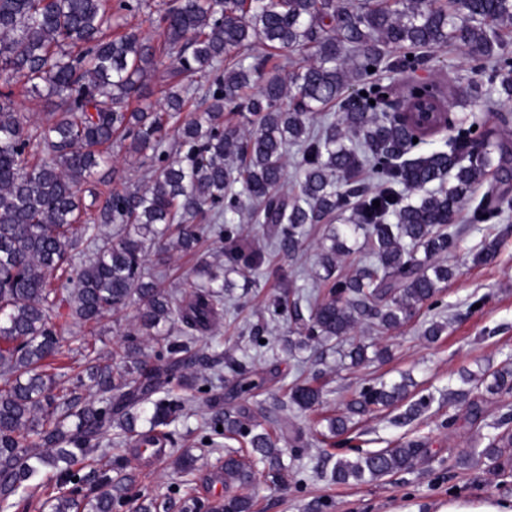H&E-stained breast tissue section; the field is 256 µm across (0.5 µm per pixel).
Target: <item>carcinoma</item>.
Segmentation results:
<instances>
[{
    "mask_svg": "<svg viewBox=\"0 0 512 512\" xmlns=\"http://www.w3.org/2000/svg\"><path fill=\"white\" fill-rule=\"evenodd\" d=\"M143 6L142 0L115 7L112 0H0V504L6 510L18 493L34 495L40 488L34 480L46 469L56 485L41 504L48 512L166 508L154 496L131 492L119 473L129 444L173 443L167 427L190 407L178 390L197 381L194 344L224 319V293L234 286L226 273L245 268L266 275L271 255L294 254L310 226L348 211L321 246L324 275L316 293L282 284L269 299L268 317L248 325L256 351L269 346L260 343L269 324L295 326L304 339L288 341V349L313 345L317 369L290 385L284 414L275 420L257 401L203 421L210 444L215 436L239 444L224 454L219 512H252L257 465L283 479L300 472L310 440L296 413L323 404L318 365L327 352L352 366L388 357L385 349L368 356L369 345L351 332L360 323L397 327L436 297L455 274L446 260L459 239L451 223L485 180L488 152L472 131L482 126L481 115L455 123L447 149L412 157L426 137L391 112L386 91L370 77L414 70L423 64L420 50L453 44L491 63L487 99L512 101V53L499 40L500 28L512 25V0H169L157 25L175 65L159 106L145 92L158 68L157 50L150 38L125 28V13ZM260 47L307 55L285 82L266 72ZM193 83L207 104L202 112L188 110L185 93ZM253 86L255 94L242 96ZM353 86L356 96L345 99L339 118L314 130L312 114ZM15 87L46 100L45 123L34 127L18 112ZM132 99L139 105L131 110ZM226 111L241 124H224ZM116 143L151 169V180L139 190L112 189L94 216L82 206L83 186L112 160ZM291 146L300 155L293 194L283 190ZM366 168L381 180L374 192L360 181ZM245 198L249 220L270 227L269 249L232 247L226 266L200 260L181 295L162 288L172 250L193 249L216 225L222 240H235ZM510 207L511 197L492 194L473 218L491 220ZM107 224L116 228L110 238L100 233ZM360 235L373 259L345 272L339 261L354 252ZM80 240L91 253L73 264L69 252ZM498 247L495 239L481 243L474 261L494 262ZM65 264L69 287H51ZM131 304L138 305L137 324L112 349V361L88 344V378L53 371L61 355L57 319L91 326ZM147 342L159 347L155 363L146 361ZM224 367L236 391L253 397L261 388L245 362L227 356ZM486 391L512 392L511 358L492 373ZM408 392L405 379L364 384L347 410L389 408ZM143 419L149 426L140 430ZM324 421L325 439L348 431L347 416ZM493 429L469 458L488 460L494 472L512 469L506 454L512 415ZM282 439L288 447H279ZM102 443L112 448V468L83 472ZM423 451L414 440L339 457L327 477L373 482Z\"/></svg>",
    "mask_w": 512,
    "mask_h": 512,
    "instance_id": "obj_1",
    "label": "carcinoma"
}]
</instances>
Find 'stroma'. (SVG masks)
Returning <instances> with one entry per match:
<instances>
[{"label": "stroma", "instance_id": "1", "mask_svg": "<svg viewBox=\"0 0 512 512\" xmlns=\"http://www.w3.org/2000/svg\"><path fill=\"white\" fill-rule=\"evenodd\" d=\"M483 69V64L460 50L441 47L426 51L425 62L417 70L388 71L384 78L389 87L388 98L394 104L414 84L444 86L445 106L450 116L455 117L462 112L458 98L466 96L472 81L480 79ZM471 109L483 116L482 135L503 144L506 150L502 163L492 164L484 182L485 188H501L504 169L512 170V105L482 100L472 104ZM149 177L148 168L139 165L116 144L112 147L111 162L99 168L92 189L99 192L112 186L135 190L147 185ZM473 208V203H466L456 218L465 232L456 249L449 252L448 261L457 266L458 273L441 290L438 305L421 308L407 323L387 331L372 325L357 326L353 332L355 339L388 348L390 358L352 367L341 364L337 356H330L323 377L324 403L317 411L300 415L299 422L307 433H314L323 417L346 413L347 402L364 380L377 377L396 380L404 373L411 374L415 381L411 400L432 396L430 408L410 422L402 418L406 410L402 404L392 410L352 416L348 433L335 441L315 442L310 446L302 460L306 478L303 490L278 485L270 475L261 476L254 490V512H399L403 507L409 512H439L452 495L512 499V472L490 473L483 461L465 468L457 464L477 433L489 432L503 414L512 413V394L489 397L482 419L476 422L468 419L464 403L448 400L449 381L456 378L461 368L479 374L500 367L507 355H512V208L486 223L474 221ZM326 232V225L313 226L299 251L289 257H276L274 267L284 270L297 286L310 287L318 246ZM487 238L498 241V259L489 265L473 263L471 249ZM233 281L232 303L224 308L219 342L204 337L196 345L202 358L198 385L209 394L223 395L225 407H232V400L226 397L232 377L225 372L222 359L227 354L246 357L253 370V380L263 385L260 398L269 414L274 415L288 385L300 371L311 370L312 353L306 350L295 358L274 356L273 347L289 336L284 324L271 327V349L259 352L250 349L243 329L257 321L278 280L273 276L264 278L259 286L252 288L245 287L241 275H234ZM136 315V307L131 306L108 315L93 329L71 323L64 325L59 367L71 376L82 371L85 360L79 353L80 346L90 342L110 351L120 335L134 324ZM433 321L447 323L448 328L438 340L431 342L423 331ZM208 411L205 399H197L191 410L171 427L178 448L191 449L197 458L192 486L184 487V476L176 468L173 454L157 460L132 453L125 473L135 490L167 494L175 499L189 490L198 497L203 512L223 499L224 455L202 445L198 431ZM408 440L424 441L426 453L407 469L378 482L334 484L316 473L329 456L351 458L361 451L391 448Z\"/></svg>", "mask_w": 512, "mask_h": 512}]
</instances>
